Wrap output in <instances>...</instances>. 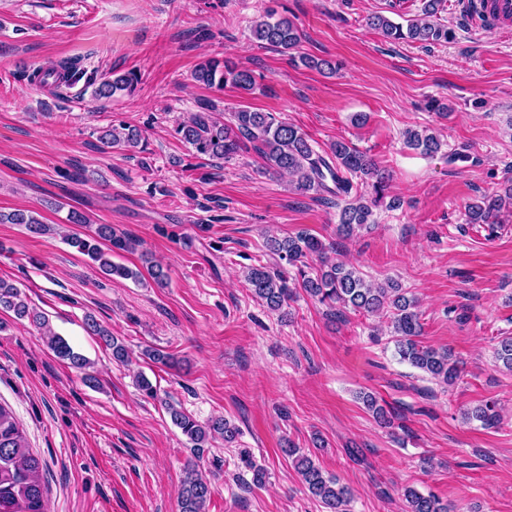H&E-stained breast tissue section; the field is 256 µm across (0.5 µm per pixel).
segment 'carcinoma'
<instances>
[{"label":"carcinoma","mask_w":512,"mask_h":512,"mask_svg":"<svg viewBox=\"0 0 512 512\" xmlns=\"http://www.w3.org/2000/svg\"><path fill=\"white\" fill-rule=\"evenodd\" d=\"M444 10L443 0H422L421 15L403 28L382 15L367 19V25L382 31L392 40L410 39L423 44L448 41L453 31L438 22V14ZM253 39L287 54L296 49L300 32L286 17H276L268 11L252 26ZM84 74L77 60L62 61L52 67L34 70L27 78L35 83H54L58 89L73 87ZM192 78L205 86L224 88L226 85L250 91L256 85L254 72L225 60H208L198 65ZM139 77L130 72L116 75L109 73L100 81L88 80L93 87L91 96L99 101L117 95L132 94ZM183 140L191 145L197 154L212 160H224L236 155L239 150L252 144L254 150L264 159L267 171L286 174L293 188L300 193L316 195L327 193L336 198L339 208L337 233L351 235L355 229L370 223L372 208L379 205L389 180L386 171L380 168L367 153L348 142L338 141L331 152L321 153L313 148L300 128L276 119L269 112L240 109L232 113V121L226 123L216 116L209 107L193 113L178 127ZM104 148L128 151L138 146L141 133L124 124L112 126L99 136ZM406 144L424 156L439 152L441 143L438 136L426 130H410L406 133ZM512 209V184L503 192L485 195L480 201L468 207V222L486 224L495 230L501 212ZM0 223L23 224L29 232L44 235L56 228L44 224L24 210L9 214L0 213ZM64 241L86 256L90 266L106 277L134 279L140 273L112 261V254L127 251L131 241L112 231L109 224H99L91 234H65ZM268 250L297 267L301 288L322 304H328L331 311L350 310L362 315L377 314L384 308L392 309L391 327L395 348L400 359L429 373L433 378L450 387L461 377L459 359L449 349H435L419 340L422 334L420 315L416 300L407 297L399 284L389 281L384 285L367 283L353 267L341 261H333L327 255L328 246L305 231L283 239L267 241ZM316 256L320 267L315 274L305 271L308 258ZM246 281L253 296L262 301L268 309L280 311L287 306L294 295L288 275L283 270L271 271L264 266L249 268ZM0 310L11 311L19 320H28L40 329L56 357L76 369H84L88 360L76 352L70 343L55 333L45 316L30 307L20 289L0 279ZM89 333L99 337L112 350V358L120 363L129 361L126 346L112 336V333L93 317L85 318ZM495 358L503 367L512 371V336L498 337ZM364 405L372 411L377 423L386 428L397 418L395 412L380 405L371 394L362 396ZM173 422L182 430L194 447L202 448L209 441L221 438L229 444L236 440L238 429L222 417L202 426L190 416L168 405ZM467 420H476L485 428H493L500 422L499 407L494 401L464 412ZM282 452L292 458L308 493L320 501L327 512H349L350 491L332 475L325 474L316 465L312 455L298 448H284ZM48 468L47 462L33 453L23 429L6 406L0 404V512H46L45 486L42 474ZM214 487L203 476L197 465L187 464L181 485L180 512H205L206 503L211 499ZM404 497L408 512H450V506L442 503L433 494L424 495L412 489L405 490Z\"/></svg>","instance_id":"cac0c4a2"}]
</instances>
